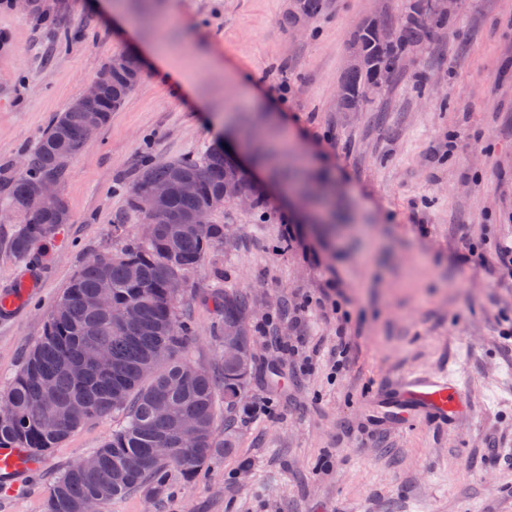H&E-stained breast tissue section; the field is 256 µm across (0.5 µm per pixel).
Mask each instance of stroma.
<instances>
[{
  "mask_svg": "<svg viewBox=\"0 0 512 512\" xmlns=\"http://www.w3.org/2000/svg\"><path fill=\"white\" fill-rule=\"evenodd\" d=\"M323 2L306 17L297 0H0V173L113 56L143 59L58 185L70 221L46 261L16 258L18 225L0 219V298L14 303L0 314V392L84 261L120 248L115 225L137 232L127 198L143 161L225 142L263 201L213 214L229 236L178 307L188 357L214 370L211 293L252 297L256 370L233 450L108 512H512V277L490 262L512 246V0H452L359 112L342 106L353 33L399 23L409 0ZM471 249L488 264L463 262ZM338 291L341 312L317 308ZM448 369L470 405L451 429L371 428L376 392ZM119 420L90 419L40 454L37 483L0 481V512H44L56 477ZM493 441L506 462L486 461Z\"/></svg>",
  "mask_w": 512,
  "mask_h": 512,
  "instance_id": "1",
  "label": "stroma"
}]
</instances>
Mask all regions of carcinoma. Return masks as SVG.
Instances as JSON below:
<instances>
[{
    "instance_id": "obj_1",
    "label": "carcinoma",
    "mask_w": 512,
    "mask_h": 512,
    "mask_svg": "<svg viewBox=\"0 0 512 512\" xmlns=\"http://www.w3.org/2000/svg\"><path fill=\"white\" fill-rule=\"evenodd\" d=\"M447 16L433 11L432 0H413L410 14L393 36L385 39L388 22L376 20L361 27L354 40L362 46L363 60L349 68L343 82V103L349 112L360 109L376 83L378 73L392 72L416 46L428 40L432 25ZM138 81L118 76L112 92L95 102L101 123L109 121L128 99ZM85 113L65 111L56 116L22 168L4 178L8 187L5 205L20 218L12 250L21 260L35 258V251L52 239L69 220L63 198L51 205L36 201L39 184L61 180L69 162L83 146ZM66 140L69 149L57 146ZM238 175L243 189L253 190L247 176L237 173L235 162L215 146L198 157H182L142 168L128 197L129 210L139 219L149 216L138 198L149 185L189 177L198 182L193 196L173 194L164 213L155 217L156 234L144 241L137 236L124 241L117 252L86 262L55 302L45 334L25 355L8 390L0 392V449L23 448L41 453L58 447L86 421L109 412H120L123 421L112 436L86 455L88 468L76 461L52 484L44 512H82L88 499L106 509L112 501L142 489L151 496L163 494L171 469L194 478L215 458L232 450L231 415L236 394L248 387L255 354L247 314L248 292L226 288L213 296L226 323L240 328L241 362L219 358L216 372L193 365L183 355L192 328L175 311L176 299L167 288L171 277L185 278L211 249L224 242L222 224H184L183 218L209 209L224 208V181ZM109 295L107 307L96 311L88 301ZM132 308L137 322H124ZM105 348L112 370L101 372L89 361V352ZM169 405V416L156 412L158 402ZM224 414V434L216 421ZM197 424L194 447L181 444V423ZM172 449L168 457L153 449Z\"/></svg>"
}]
</instances>
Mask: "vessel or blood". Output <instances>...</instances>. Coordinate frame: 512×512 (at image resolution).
<instances>
[{
  "instance_id": "vessel-or-blood-1",
  "label": "vessel or blood",
  "mask_w": 512,
  "mask_h": 512,
  "mask_svg": "<svg viewBox=\"0 0 512 512\" xmlns=\"http://www.w3.org/2000/svg\"><path fill=\"white\" fill-rule=\"evenodd\" d=\"M384 419L401 428L409 423L448 427L464 409L465 400L458 381L449 373H419L389 386L377 399ZM23 453L0 455V475L33 471Z\"/></svg>"
}]
</instances>
